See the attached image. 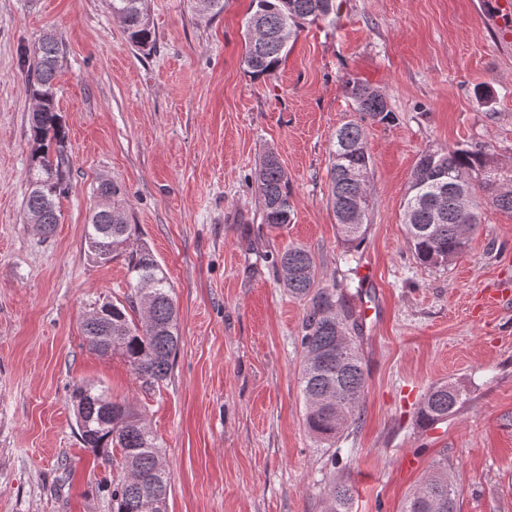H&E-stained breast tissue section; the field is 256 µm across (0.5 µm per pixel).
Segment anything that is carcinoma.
<instances>
[{
    "label": "carcinoma",
    "instance_id": "cac0c4a2",
    "mask_svg": "<svg viewBox=\"0 0 512 512\" xmlns=\"http://www.w3.org/2000/svg\"><path fill=\"white\" fill-rule=\"evenodd\" d=\"M255 10L245 21L242 65L253 78L272 75L305 25L325 21L336 13L335 0H252ZM112 16L125 28L130 43L149 49L155 41L145 0H108ZM64 50L45 35L30 64V92L35 100L31 118L33 145L29 187L24 201L25 223L37 224L50 235L60 223L59 199L67 171L63 145L65 128L56 109L54 82ZM347 95L358 121L334 134L329 168L330 205L341 240L348 251L365 241L372 160L364 122L385 124L394 119L383 91L361 81L347 83ZM462 187L468 202L453 193L432 205L441 194L440 172ZM107 190L85 225V239L102 263L126 251L131 225L123 205L125 189L105 181ZM251 190L263 204L262 220L270 228L291 223L293 206L288 176L278 157L267 152L251 179ZM512 213V170L498 165L486 145L428 149L416 161L403 201L404 239L415 259L429 268L447 267L461 256L478 224L481 208ZM282 272V284L294 299L306 301L299 345L302 353L300 391L305 401V425L322 447L331 448L355 424L366 387V375L354 332L362 331L356 310L346 303L344 289L316 284V260L303 246H291L271 256ZM130 292L125 301L105 303L83 321L89 348L101 356L120 355L142 385L153 387L171 372L179 348L178 309L173 288L152 253L140 248L126 255ZM468 400L458 383L432 385L418 408L419 421L434 425L448 420ZM76 424L82 445L117 475L107 485L112 512H167L172 474L162 459L156 437L130 404L115 401L102 385L88 384L73 392ZM102 405L112 406V418H99ZM354 487L334 482L329 512H350ZM457 490L448 475V460H436L420 486L404 500L401 512H456Z\"/></svg>",
    "mask_w": 512,
    "mask_h": 512
}]
</instances>
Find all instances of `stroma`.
Returning <instances> with one entry per match:
<instances>
[{
  "label": "stroma",
  "instance_id": "obj_1",
  "mask_svg": "<svg viewBox=\"0 0 512 512\" xmlns=\"http://www.w3.org/2000/svg\"><path fill=\"white\" fill-rule=\"evenodd\" d=\"M306 26L268 77L242 66L251 0L202 15L189 0H146L153 51L128 41L106 0H0V512H111V469L77 436L73 389L97 383L137 409L162 445L168 512H327L333 480L352 512H400L447 458L457 512H512V214L487 205L466 252L420 265L402 205L422 151L479 143L512 167V42L484 0H338ZM65 52L55 83L70 173L50 237L22 221L28 188L33 49ZM379 87L392 122L367 126L375 201L349 275L328 207L336 130L355 119L347 81ZM484 90L488 102L476 93ZM274 151L294 215L262 222L249 182ZM126 190L132 246H147L179 309L168 378L141 387L120 356L89 349L81 323L128 291L123 259L101 263L85 224L101 181ZM301 245L318 281L349 280L372 307L360 353L366 388L339 462L307 432L299 387L304 303L270 254ZM491 289L508 300L480 307ZM469 392L459 414L417 424L428 388Z\"/></svg>",
  "mask_w": 512,
  "mask_h": 512
}]
</instances>
